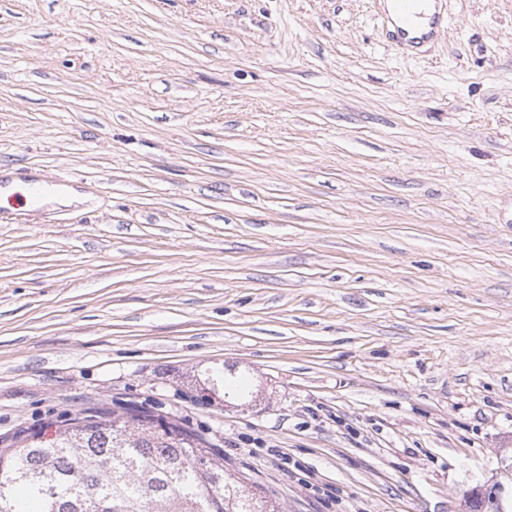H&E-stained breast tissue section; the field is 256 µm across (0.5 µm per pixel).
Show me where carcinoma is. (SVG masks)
<instances>
[{
    "label": "carcinoma",
    "instance_id": "cac0c4a2",
    "mask_svg": "<svg viewBox=\"0 0 512 512\" xmlns=\"http://www.w3.org/2000/svg\"><path fill=\"white\" fill-rule=\"evenodd\" d=\"M239 406L253 397L234 365L194 381ZM0 448V512H279L224 466V452L144 407L94 410Z\"/></svg>",
    "mask_w": 512,
    "mask_h": 512
}]
</instances>
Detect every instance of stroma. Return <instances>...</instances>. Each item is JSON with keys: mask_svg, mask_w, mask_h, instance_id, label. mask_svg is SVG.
<instances>
[{"mask_svg": "<svg viewBox=\"0 0 512 512\" xmlns=\"http://www.w3.org/2000/svg\"><path fill=\"white\" fill-rule=\"evenodd\" d=\"M0 0V442L146 406L279 512L512 494V0ZM250 374L251 406L186 384ZM385 13L389 38L409 54L433 40L447 26V17L439 9L441 0H389Z\"/></svg>", "mask_w": 512, "mask_h": 512, "instance_id": "stroma-1", "label": "stroma"}]
</instances>
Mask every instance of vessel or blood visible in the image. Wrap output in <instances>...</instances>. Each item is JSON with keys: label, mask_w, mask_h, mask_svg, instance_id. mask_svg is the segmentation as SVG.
I'll return each instance as SVG.
<instances>
[{"label": "vessel or blood", "mask_w": 512, "mask_h": 512, "mask_svg": "<svg viewBox=\"0 0 512 512\" xmlns=\"http://www.w3.org/2000/svg\"><path fill=\"white\" fill-rule=\"evenodd\" d=\"M440 0H390L385 15L388 35L409 54L433 40L447 26V18L439 8Z\"/></svg>", "instance_id": "vessel-or-blood-1"}]
</instances>
